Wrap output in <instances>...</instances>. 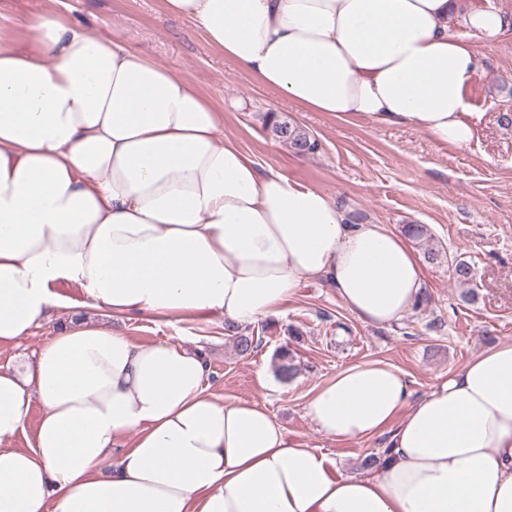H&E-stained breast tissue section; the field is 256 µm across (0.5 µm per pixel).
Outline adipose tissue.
I'll return each mask as SVG.
<instances>
[{
	"label": "adipose tissue",
	"mask_w": 512,
	"mask_h": 512,
	"mask_svg": "<svg viewBox=\"0 0 512 512\" xmlns=\"http://www.w3.org/2000/svg\"><path fill=\"white\" fill-rule=\"evenodd\" d=\"M289 102L407 125L469 147L466 89L512 18L458 0H164ZM462 26L454 33L451 23ZM28 47L0 29V347L50 308L68 325L26 370L0 366V512H512V341L410 401L404 373L338 371L305 411L336 440L388 434L345 476L262 404L215 399L201 349L141 344L70 309L251 325L323 280L358 320L412 312L425 279L407 238L349 222L332 197L233 141L197 88L55 13ZM35 445L14 440L32 402Z\"/></svg>",
	"instance_id": "adipose-tissue-1"
}]
</instances>
